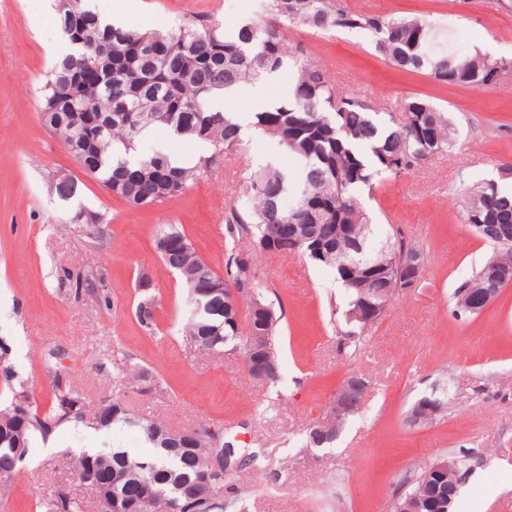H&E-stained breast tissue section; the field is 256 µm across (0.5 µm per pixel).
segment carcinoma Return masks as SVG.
<instances>
[{"label":"carcinoma","instance_id":"cac0c4a2","mask_svg":"<svg viewBox=\"0 0 512 512\" xmlns=\"http://www.w3.org/2000/svg\"><path fill=\"white\" fill-rule=\"evenodd\" d=\"M263 10V18L249 19L231 33L216 28L189 33L182 27L140 32L103 24L85 0H59V28L73 52L50 72L41 120L108 192L133 206L162 203L206 175L217 156L246 149L235 114L215 109L214 101L285 68L293 70L292 99L254 113V125L292 153L299 179L270 165L239 185L244 208L230 207L224 232L241 247L230 254L226 275L198 256L178 226H163L155 235V246L163 248L159 257L187 290L185 335L210 354L258 350L270 369L269 385L278 378L279 316L263 296L256 255L269 251L282 225H293L295 256L332 268L345 290L338 344L351 347L369 327L354 310L367 300L385 312L410 285L402 264L412 254L424 261L419 247L397 232L377 233L364 189L448 154L458 141L448 110L427 98L410 97L393 108L337 88L303 48L288 43L283 23L318 32L363 30L383 60L447 85L492 88L500 73H512V59L467 48L457 33L434 21L353 12L337 0H264ZM154 128L166 129L174 139L206 142L214 152L192 165H175L159 151L138 153L143 132ZM51 189L60 196L79 187L60 176ZM457 197L462 222L491 246L472 277L456 289L455 315H475L485 294L506 287L495 274L512 272V165L502 166L496 178L461 187ZM206 286H222L224 295L198 293ZM154 307L155 297L149 296L136 308L138 325L150 332ZM10 356L0 338V374L9 391L0 402V479L18 469L32 439L46 443L67 424L104 432L119 424L137 427L153 448L145 456L118 447L70 454L78 478L93 472L108 480L119 474L123 482L95 488L91 500L58 485L39 499V512H112V493L136 498L145 486L156 495L129 512H224V499L238 496L244 461L223 429L201 425L173 439L164 423L131 415L117 399L93 402L70 384L53 389L50 408L42 410ZM432 402L426 414L422 401H416L409 420L426 424L447 409L443 397ZM343 424L323 414L307 428L306 447L320 431L338 436ZM445 461L421 467L390 512H453L459 486L448 488V476L437 471Z\"/></svg>","mask_w":512,"mask_h":512}]
</instances>
